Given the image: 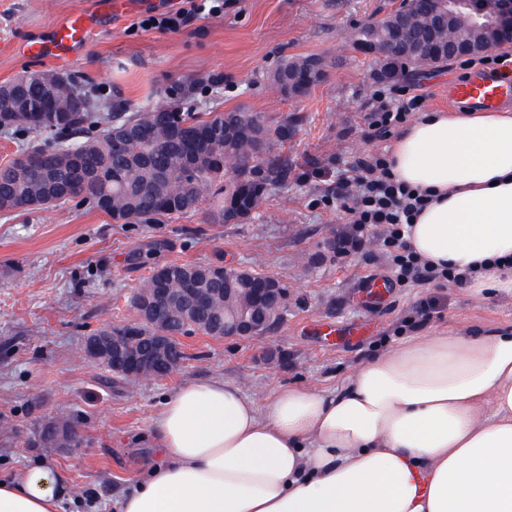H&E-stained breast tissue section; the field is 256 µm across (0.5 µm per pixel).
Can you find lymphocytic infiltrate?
Segmentation results:
<instances>
[{
  "label": "lymphocytic infiltrate",
  "mask_w": 512,
  "mask_h": 512,
  "mask_svg": "<svg viewBox=\"0 0 512 512\" xmlns=\"http://www.w3.org/2000/svg\"><path fill=\"white\" fill-rule=\"evenodd\" d=\"M223 12L224 0H187L185 7L147 16L138 25L145 30L177 32L202 14L217 17ZM424 105V99L418 95L401 99L375 92L368 100L370 125L376 128L377 138L387 139L411 113L422 111ZM336 200L344 219L355 231L349 246H360L363 233L381 228L383 253L399 283L424 285L439 281L460 286L467 282L466 274L429 265L407 244L404 227L427 206L428 199L426 194L395 180L387 154L369 151L358 155L349 176L336 183Z\"/></svg>",
  "instance_id": "1"
}]
</instances>
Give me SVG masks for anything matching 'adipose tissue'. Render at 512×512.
<instances>
[{
    "instance_id": "obj_1",
    "label": "adipose tissue",
    "mask_w": 512,
    "mask_h": 512,
    "mask_svg": "<svg viewBox=\"0 0 512 512\" xmlns=\"http://www.w3.org/2000/svg\"><path fill=\"white\" fill-rule=\"evenodd\" d=\"M390 155L433 191L405 238L422 259L512 294V111H430ZM157 464L119 512H512V331L425 332L338 390L266 401L221 381L168 396ZM67 474L0 477V512H59Z\"/></svg>"
}]
</instances>
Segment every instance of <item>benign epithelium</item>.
Listing matches in <instances>:
<instances>
[{"instance_id":"benign-epithelium-1","label":"benign epithelium","mask_w":512,"mask_h":512,"mask_svg":"<svg viewBox=\"0 0 512 512\" xmlns=\"http://www.w3.org/2000/svg\"><path fill=\"white\" fill-rule=\"evenodd\" d=\"M448 6V26L430 29L419 46H412L408 26L398 21L395 12L379 18L389 28L391 39L376 42L360 39L356 50L378 62L377 71L392 80L403 66L399 60L420 53L437 62L464 59L491 49L512 44V0H444ZM155 280L160 287L137 291L134 305L141 321L156 322L165 311L168 289L162 287L165 272L157 268ZM288 309V289L280 288L271 280H258L256 287L246 289L234 312L224 320L221 337L257 338L268 336L285 320ZM142 337L113 329L108 333L96 332L86 338L80 355L98 364L112 363L119 367L136 384L165 377L172 373L168 361L170 337L157 329L147 343ZM47 441L67 447L71 436L62 421L53 419L45 431Z\"/></svg>"}]
</instances>
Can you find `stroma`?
I'll use <instances>...</instances> for the list:
<instances>
[{
  "label": "stroma",
  "instance_id": "obj_1",
  "mask_svg": "<svg viewBox=\"0 0 512 512\" xmlns=\"http://www.w3.org/2000/svg\"><path fill=\"white\" fill-rule=\"evenodd\" d=\"M0 0V84L29 70L77 77L104 106H141L156 94L197 111L248 106L298 120L283 153L288 169L259 213L239 224H209L196 211L167 224H117L86 205L0 213V476L23 465L67 471L73 488L63 512H115L131 481L159 458L154 419L182 384L225 380L265 399L288 386L336 389L341 379L408 340L420 302L422 331L474 333L512 328V295L475 297L468 286L399 285L377 239L331 252L352 227L325 195L356 154L386 151L373 138L365 102L378 84L369 58L345 34L397 9L401 0H226L179 32L143 30L161 0ZM83 17L88 52L69 63L41 62L19 47L60 23ZM327 63L324 82L298 101L272 91L267 75L285 57ZM457 61L413 69L402 87L425 96L427 110L448 108L462 80ZM161 243L147 264L136 250ZM195 261L244 266L282 279L292 291L288 318L267 339L182 337L187 353L172 376L128 387L79 357L85 338L133 316L131 298L153 263ZM387 285L369 303L373 281ZM73 420L68 448L41 445L37 431L59 413Z\"/></svg>",
  "mask_w": 512,
  "mask_h": 512
}]
</instances>
